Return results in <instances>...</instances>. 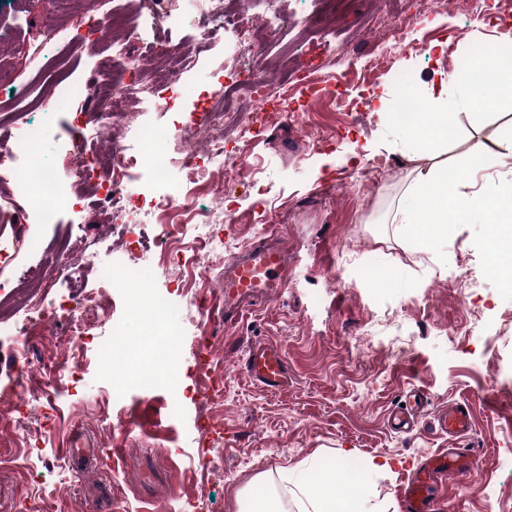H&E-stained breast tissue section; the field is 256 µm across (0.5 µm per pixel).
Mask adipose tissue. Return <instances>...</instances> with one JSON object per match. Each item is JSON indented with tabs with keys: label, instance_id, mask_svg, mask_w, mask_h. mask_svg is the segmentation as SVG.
I'll use <instances>...</instances> for the list:
<instances>
[{
	"label": "adipose tissue",
	"instance_id": "adipose-tissue-1",
	"mask_svg": "<svg viewBox=\"0 0 512 512\" xmlns=\"http://www.w3.org/2000/svg\"><path fill=\"white\" fill-rule=\"evenodd\" d=\"M471 75L454 73L446 81L427 89L428 110L403 143L404 156L414 164L413 182L389 215L391 223L416 238L424 250H433L448 237L452 224H483L487 227L485 250L491 263H512V186L497 193H460L458 173L439 162L436 147L448 128V94L457 102L493 108L512 103V55L489 53L477 56ZM363 469L337 466L330 482L347 486L339 495L314 488L302 467L284 470L289 493L297 512H367L363 497Z\"/></svg>",
	"mask_w": 512,
	"mask_h": 512
}]
</instances>
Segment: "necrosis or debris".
<instances>
[{
  "label": "necrosis or debris",
  "instance_id": "obj_1",
  "mask_svg": "<svg viewBox=\"0 0 512 512\" xmlns=\"http://www.w3.org/2000/svg\"><path fill=\"white\" fill-rule=\"evenodd\" d=\"M138 4L140 13L152 17L153 22L142 27L135 18L125 17L128 32L122 39L114 37V19L91 15L84 32L46 23L21 46L32 61L46 41L55 44L62 59L80 43H100L113 53L112 58L98 61L86 79L71 81L59 71L45 73L44 79L59 95L86 98L91 103V124L83 128L79 139L69 141L67 151L77 181L90 188L80 200L86 217L111 226L113 236L122 242V260L115 268L97 270L91 242L69 239L52 254L49 263L34 269L14 268L11 276H0V293L14 291L22 282L31 285L32 292L21 306L23 317L39 320L49 330L65 323L73 351L79 350L86 334L84 312L99 306L113 277H135L134 258L147 251L149 227L161 226L169 242L159 257L162 265L181 267L192 257L201 273L209 272L213 239L219 234L215 212L196 206L193 191L174 183L170 172L177 166L185 176L196 178L213 169H236L238 154L230 149V140L224 135L225 116H236L233 129L242 141L257 131L252 111L288 96L286 85L266 79L253 66L262 50L261 43L251 38L253 18L226 14L224 0H195V27L200 35L191 50L167 35L169 28L184 23V14L169 10L167 0H138ZM228 30L239 37L231 60L237 77L226 86L221 104L212 105L211 95H203L204 110L191 113L185 127L176 131L145 124L139 113L130 111L129 101L135 94L154 110L170 111L182 91L184 77L202 62L215 35ZM117 124L123 126V134L114 136L108 149H100L103 134ZM29 140L22 106L0 113V168L13 170L18 194L27 203L17 221L50 224L58 205L69 196L44 163H37L25 173L16 170L17 152ZM144 170L150 171L160 194L131 190V183ZM91 276L96 279L92 288L86 285ZM61 279L71 288L68 299L46 306V298Z\"/></svg>",
  "mask_w": 512,
  "mask_h": 512
}]
</instances>
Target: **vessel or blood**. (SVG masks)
<instances>
[{"instance_id":"b4317fda","label":"vessel or blood","mask_w":512,"mask_h":512,"mask_svg":"<svg viewBox=\"0 0 512 512\" xmlns=\"http://www.w3.org/2000/svg\"><path fill=\"white\" fill-rule=\"evenodd\" d=\"M287 284L288 265L280 244L269 242L247 248L224 264L223 308L208 302L203 306V314L208 319L221 314L226 320H234L252 300ZM244 369L267 391L275 392L288 384L287 358L276 347H253L245 359ZM434 427L446 435L468 434L472 429L469 408L456 404L441 409ZM478 467V459L462 456L454 448L428 456L411 471L401 489L404 512H443L446 496L451 492V480H463Z\"/></svg>"}]
</instances>
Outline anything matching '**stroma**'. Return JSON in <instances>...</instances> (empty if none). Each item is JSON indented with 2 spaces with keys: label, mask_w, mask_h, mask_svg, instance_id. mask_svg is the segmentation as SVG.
Returning a JSON list of instances; mask_svg holds the SVG:
<instances>
[{
  "label": "stroma",
  "mask_w": 512,
  "mask_h": 512,
  "mask_svg": "<svg viewBox=\"0 0 512 512\" xmlns=\"http://www.w3.org/2000/svg\"><path fill=\"white\" fill-rule=\"evenodd\" d=\"M409 6V0H232V10L251 17L272 8L284 18L276 36L265 39L261 59L266 76L291 90L263 131L242 144L241 174L224 178V201L233 213L224 227V255L279 239L290 258L288 286L242 318L227 323L219 317L200 327L196 296L207 293L216 306L224 304L218 272L197 280L190 296L172 295L170 319L182 330L174 360L153 363L144 356L139 363L161 377L177 366L180 388L145 391L131 377L117 401L106 371L112 352L128 339L148 343L160 336L161 324H149L137 304L143 289L165 290L175 271L149 260L136 280L114 279L91 326L96 341L80 354L87 373L79 386L55 376L71 365L63 329L31 327L23 349L18 337L0 336V359L7 361L0 388L38 396L23 426L14 420L12 402L0 400L1 505L35 500L46 512H76L90 498L95 512H148L152 504L170 512L179 503L191 512H239L238 494L255 503L284 495L282 471L301 461L312 466V484L323 487L324 473L347 452L377 466L366 482L369 512H402L399 490L411 463L456 446L480 467L457 486L451 512H512V419L493 408L512 404V296L489 266L483 225H451L445 256L433 258L387 223L413 179L412 167L400 151L403 126L366 107L382 90L392 100L403 92L424 99L448 69L446 50L469 58L490 47L495 26L512 22V13L501 0H486L477 16L449 2L420 15L407 50L392 55L376 33L357 28L358 19L396 18ZM45 21L66 24L57 0H0V31L12 36L0 43V53L13 55L16 71L15 83L0 94L46 97L25 58L14 53ZM308 33L344 39L329 69L344 74L352 111H338L329 92L307 96L291 86L281 60L299 62ZM375 56L383 59L381 70L362 80ZM89 110V103L69 99L51 114L29 116L41 127L37 154L66 189L74 172L62 146L73 137L74 114ZM329 131L335 139L313 148V139ZM490 133L512 134V108L451 111L444 160L456 164ZM11 191V178L0 177V226L14 241L16 266L43 263L56 242L79 230L98 241L97 265L109 267L118 257L106 225H80L64 206L54 223L42 226L40 249H29L30 228L16 223L6 202ZM202 333L211 362L199 368ZM258 344L285 352L288 389L266 391L245 374L248 351ZM215 379L224 393L209 403L200 392ZM417 389L424 394L418 431H391L388 412ZM177 397L184 406L178 419L171 415ZM460 402L469 403L474 429L453 441L433 421L439 408ZM210 420L223 433L202 438L200 425ZM72 429L86 434L101 456L62 457L61 439Z\"/></svg>",
  "instance_id": "stroma-1"
}]
</instances>
